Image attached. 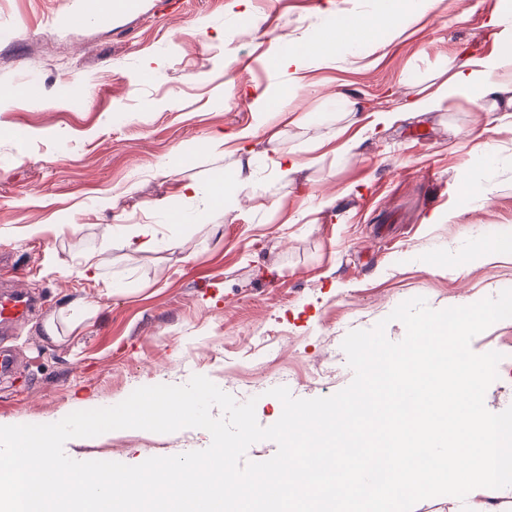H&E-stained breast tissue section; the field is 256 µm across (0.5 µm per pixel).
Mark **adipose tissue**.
<instances>
[{
    "label": "adipose tissue",
    "instance_id": "adipose-tissue-1",
    "mask_svg": "<svg viewBox=\"0 0 512 512\" xmlns=\"http://www.w3.org/2000/svg\"><path fill=\"white\" fill-rule=\"evenodd\" d=\"M495 28L498 49L487 58L451 59L448 62L450 75L433 91L417 95L404 104L406 113H424L441 109L449 99L459 95L481 101L494 93L506 95L507 106L512 107V86L504 85L498 79L500 68L512 64V0H498V5L489 18ZM379 28L377 20L355 14L339 16L334 27L316 39L308 41L303 50H292L283 55L279 66L287 70L289 87L299 86L302 73L312 61L332 60L336 49L350 47L358 42L372 39Z\"/></svg>",
    "mask_w": 512,
    "mask_h": 512
}]
</instances>
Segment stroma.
I'll use <instances>...</instances> for the list:
<instances>
[{"label": "stroma", "instance_id": "stroma-1", "mask_svg": "<svg viewBox=\"0 0 512 512\" xmlns=\"http://www.w3.org/2000/svg\"><path fill=\"white\" fill-rule=\"evenodd\" d=\"M496 2L435 0L384 44L309 63L288 103L279 55L336 14L384 18L383 0H130L104 17L101 0H0V278L45 301L14 331L0 425L55 423L203 375L238 402L256 399L267 427L282 414L270 389L311 399L351 383L348 332L383 320L398 342L406 329L388 316L408 299L440 310L512 288V252H486L512 241V114L458 96L370 126L447 79L450 58L494 54ZM261 112L253 177L214 204L235 158L207 141L256 127ZM288 149L303 170L283 182L269 159ZM32 224L58 231L33 236ZM117 224L154 225V249L130 252ZM91 252L99 277L86 280ZM71 306L98 312L47 336L45 321ZM470 347L501 353L485 406L511 407L512 321ZM210 443L199 428L121 429L64 452L136 465ZM466 507L512 512V487L413 512Z\"/></svg>", "mask_w": 512, "mask_h": 512}]
</instances>
